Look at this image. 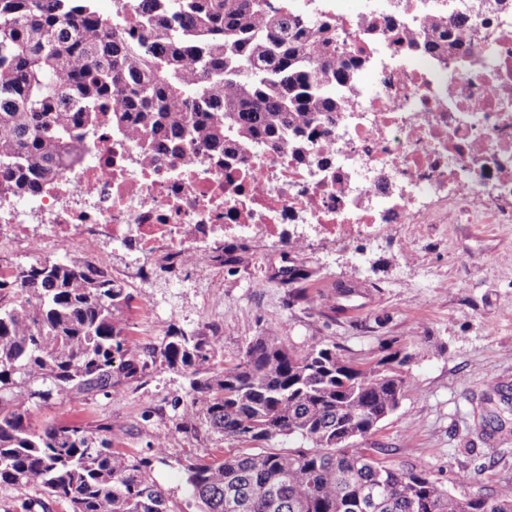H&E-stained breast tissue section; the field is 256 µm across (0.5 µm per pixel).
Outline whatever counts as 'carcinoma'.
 <instances>
[{"instance_id": "carcinoma-1", "label": "carcinoma", "mask_w": 512, "mask_h": 512, "mask_svg": "<svg viewBox=\"0 0 512 512\" xmlns=\"http://www.w3.org/2000/svg\"><path fill=\"white\" fill-rule=\"evenodd\" d=\"M0 0V189L34 195L107 122L147 156L193 141L233 161L261 145L296 154L328 134L331 94L357 71L336 55L332 21L296 0ZM466 21L427 22L423 51L464 44ZM288 303L309 299L304 263L282 270ZM131 296L72 260L36 259L0 276V486L35 487L68 512H176L152 476L169 437L136 458L112 448V420L31 421L70 396L119 394L160 364L188 382L176 431L227 440L298 441L286 451L211 454L184 464L201 512H512L445 488L422 467L364 447L409 385L407 356L381 345L371 364L323 341L286 345L261 331L229 368L208 362L220 337L171 327L157 344L130 335Z\"/></svg>"}]
</instances>
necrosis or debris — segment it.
<instances>
[{"instance_id":"4bbe7bcc","label":"necrosis or debris","mask_w":512,"mask_h":512,"mask_svg":"<svg viewBox=\"0 0 512 512\" xmlns=\"http://www.w3.org/2000/svg\"><path fill=\"white\" fill-rule=\"evenodd\" d=\"M463 54H419L432 0H304L336 21V52L365 58L372 90L339 88L330 136L306 157L256 148L229 163L194 143L147 159L142 143L101 128L40 193L0 192V249L58 257L74 245L100 272L99 242L146 277L225 239L291 252L367 240L404 224H512V0H473Z\"/></svg>"}]
</instances>
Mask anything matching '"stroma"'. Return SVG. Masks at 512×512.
Segmentation results:
<instances>
[{
  "mask_svg": "<svg viewBox=\"0 0 512 512\" xmlns=\"http://www.w3.org/2000/svg\"><path fill=\"white\" fill-rule=\"evenodd\" d=\"M112 279L131 296L135 338L160 341L170 325L215 330L214 360L232 366L245 337L274 331L287 344L331 341L354 360L380 356L382 341L408 354L410 385L396 411L369 437L381 461L425 466L451 491L489 497L512 487V407L488 396L497 383L512 386V224H424L412 241L401 230L370 241L317 244L306 256L310 303L289 305L276 250L249 244L243 263L222 266L204 281L194 270H167L162 254L139 279L126 254L102 242ZM354 287L342 298L339 285ZM187 384L154 367L147 381L105 399L67 398L35 410L34 422L65 414L112 422V445L134 457L150 455L158 433L169 435L166 463L153 477L176 512H200L185 482L187 458L241 446L208 432L182 435L174 427ZM468 477L460 485V477Z\"/></svg>",
  "mask_w": 512,
  "mask_h": 512,
  "instance_id": "stroma-1",
  "label": "stroma"
}]
</instances>
